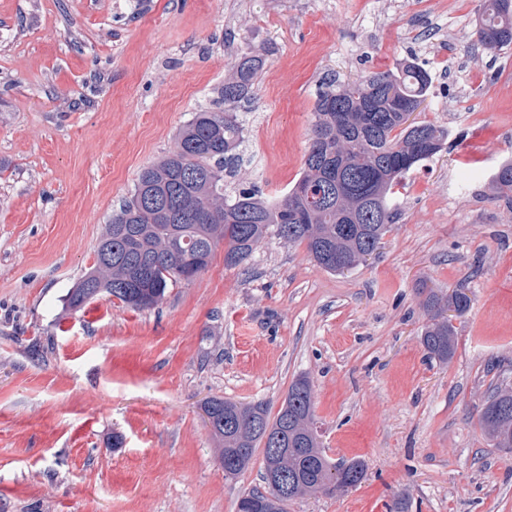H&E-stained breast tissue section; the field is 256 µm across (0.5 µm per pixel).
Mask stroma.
<instances>
[{
  "mask_svg": "<svg viewBox=\"0 0 512 512\" xmlns=\"http://www.w3.org/2000/svg\"><path fill=\"white\" fill-rule=\"evenodd\" d=\"M478 0H0V512H237L263 456L228 476L204 422L221 397L277 416L311 385L331 459L366 475L286 512H512V450L479 423L512 385V50L475 43ZM264 62L237 114L229 190L299 178L319 89L412 58L417 122L447 133L392 200L389 232L343 273L268 236L216 248L156 307L63 297L142 168L213 107L231 64ZM463 290L455 353L429 358L427 289Z\"/></svg>",
  "mask_w": 512,
  "mask_h": 512,
  "instance_id": "obj_1",
  "label": "stroma"
}]
</instances>
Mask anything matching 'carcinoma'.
<instances>
[{
    "label": "carcinoma",
    "instance_id": "obj_1",
    "mask_svg": "<svg viewBox=\"0 0 512 512\" xmlns=\"http://www.w3.org/2000/svg\"><path fill=\"white\" fill-rule=\"evenodd\" d=\"M476 42L502 51L512 48V0H480ZM263 67L259 57L244 58L224 77V110L193 113L177 134L175 149L145 167L133 194L112 214L99 240L96 262L65 298L71 311L102 294L134 309L151 308L169 285L190 281L204 271L213 249L224 243V262L246 261L274 233L290 245L304 246L316 264L341 273L362 263L393 223L390 197L408 173L442 150L445 134L431 123L407 122L427 95L429 72L405 60L394 69L356 80L332 83L319 91L309 146L300 177L277 201L250 185L233 196L224 193V170L239 159L244 126L235 108L250 99ZM332 186L327 204L311 205L300 189ZM498 194H512V161L493 177ZM466 313L470 298L462 291L442 302L429 292L424 309L430 324L422 343L430 357L446 363L455 351V327L445 308ZM204 413L214 417L212 437L220 460L235 476L253 461L258 445L270 466L288 478V496L270 487L253 490L237 503L238 512H285L288 501L304 494L333 495L360 484L366 465L359 458L333 462L314 431L312 391L298 379L275 419L265 404L242 405L211 398ZM482 428L497 448H512V387L503 384L480 413Z\"/></svg>",
    "mask_w": 512,
    "mask_h": 512
}]
</instances>
